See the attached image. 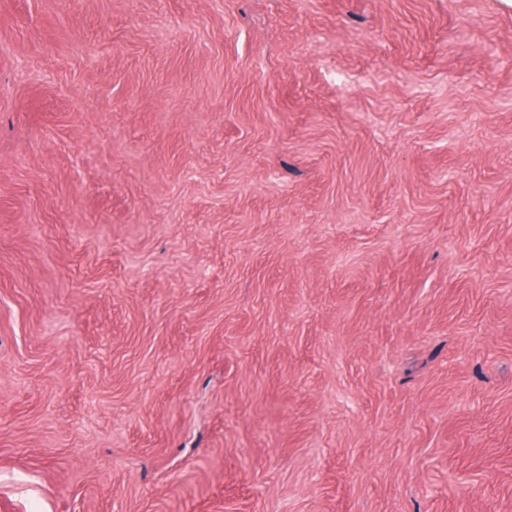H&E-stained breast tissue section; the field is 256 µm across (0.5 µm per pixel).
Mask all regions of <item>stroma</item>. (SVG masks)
I'll return each mask as SVG.
<instances>
[{
    "mask_svg": "<svg viewBox=\"0 0 512 512\" xmlns=\"http://www.w3.org/2000/svg\"><path fill=\"white\" fill-rule=\"evenodd\" d=\"M0 512H512V0H0Z\"/></svg>",
    "mask_w": 512,
    "mask_h": 512,
    "instance_id": "1",
    "label": "stroma"
}]
</instances>
